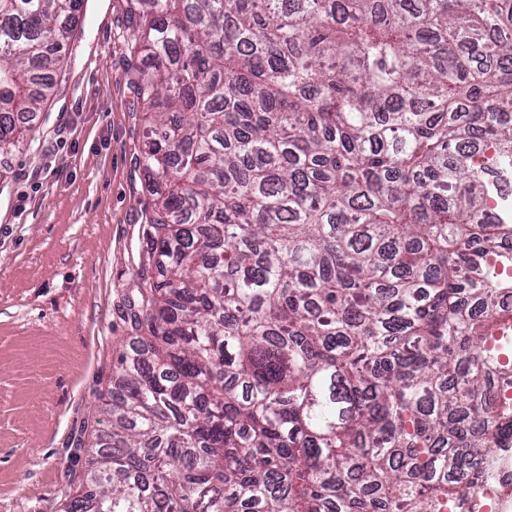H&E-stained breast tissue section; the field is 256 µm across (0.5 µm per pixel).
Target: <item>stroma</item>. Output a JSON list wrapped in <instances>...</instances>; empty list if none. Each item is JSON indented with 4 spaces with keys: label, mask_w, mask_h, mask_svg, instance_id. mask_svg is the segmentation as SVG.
Here are the masks:
<instances>
[{
    "label": "stroma",
    "mask_w": 512,
    "mask_h": 512,
    "mask_svg": "<svg viewBox=\"0 0 512 512\" xmlns=\"http://www.w3.org/2000/svg\"><path fill=\"white\" fill-rule=\"evenodd\" d=\"M53 97L0 168V512H61L133 344L146 249L129 0H87Z\"/></svg>",
    "instance_id": "1"
}]
</instances>
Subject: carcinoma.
<instances>
[{
  "mask_svg": "<svg viewBox=\"0 0 512 512\" xmlns=\"http://www.w3.org/2000/svg\"><path fill=\"white\" fill-rule=\"evenodd\" d=\"M82 0H0V156ZM150 179L110 428L63 512H448L494 481L512 0H133ZM478 159L491 170L498 174L500 184L496 191L488 195L490 208H496L498 217L504 224L512 223V169L501 166L496 159L494 148L491 144L484 143L479 147Z\"/></svg>",
  "mask_w": 512,
  "mask_h": 512,
  "instance_id": "carcinoma-1",
  "label": "carcinoma"
}]
</instances>
